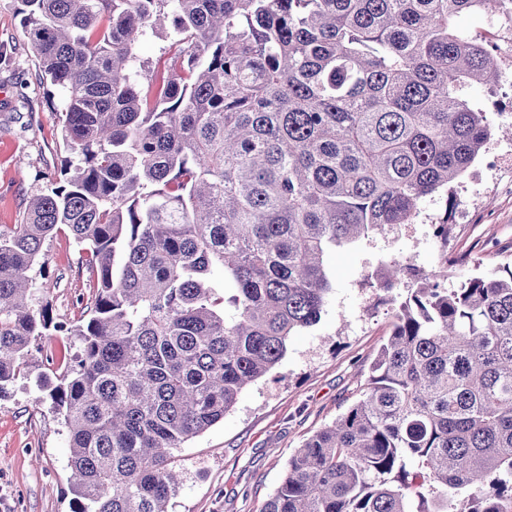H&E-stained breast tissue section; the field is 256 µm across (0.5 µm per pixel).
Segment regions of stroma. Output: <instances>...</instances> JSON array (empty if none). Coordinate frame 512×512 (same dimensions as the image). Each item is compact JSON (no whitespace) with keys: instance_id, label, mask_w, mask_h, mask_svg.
I'll use <instances>...</instances> for the list:
<instances>
[{"instance_id":"stroma-1","label":"stroma","mask_w":512,"mask_h":512,"mask_svg":"<svg viewBox=\"0 0 512 512\" xmlns=\"http://www.w3.org/2000/svg\"><path fill=\"white\" fill-rule=\"evenodd\" d=\"M18 0H0V226L21 223L29 200L62 184L70 158L52 117L61 95L40 82L38 63ZM468 99L489 112L495 129L489 150L512 154V87L489 92L469 86ZM452 224L447 245L430 236ZM415 233L398 227L331 256L332 293L320 322L292 336L282 362L247 386L220 422L175 451L181 484L169 512H260L281 482L289 458L360 396L369 366L386 341L392 305L373 279L383 262L415 255L421 270L443 254H467L484 268L512 265V172L475 161L452 193L427 197ZM31 272L35 306L55 324L35 337L26 376L0 397V512H73L68 429L49 402L37 399L35 375L56 376L74 362V330L88 295V275L68 231L47 238Z\"/></svg>"}]
</instances>
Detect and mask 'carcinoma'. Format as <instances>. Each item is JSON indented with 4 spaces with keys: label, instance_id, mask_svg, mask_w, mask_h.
<instances>
[{
    "label": "carcinoma",
    "instance_id": "obj_1",
    "mask_svg": "<svg viewBox=\"0 0 512 512\" xmlns=\"http://www.w3.org/2000/svg\"><path fill=\"white\" fill-rule=\"evenodd\" d=\"M508 3L20 0L72 160L0 229V397L52 326L30 271L65 228L91 288L82 352L35 386L69 431L76 512H168L171 454L319 323L330 254L451 192L493 136L463 91L506 80L455 20ZM150 32L175 52L146 71ZM469 264L457 288L416 275L365 393L260 512H512V268Z\"/></svg>",
    "mask_w": 512,
    "mask_h": 512
}]
</instances>
